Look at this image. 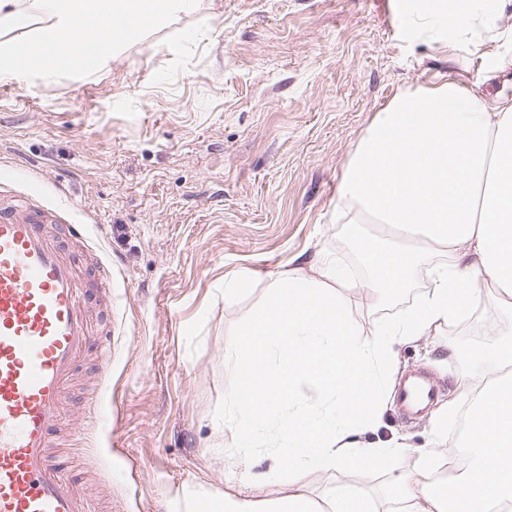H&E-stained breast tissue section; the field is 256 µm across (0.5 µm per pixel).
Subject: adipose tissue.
Masks as SVG:
<instances>
[{
  "label": "adipose tissue",
  "mask_w": 512,
  "mask_h": 512,
  "mask_svg": "<svg viewBox=\"0 0 512 512\" xmlns=\"http://www.w3.org/2000/svg\"><path fill=\"white\" fill-rule=\"evenodd\" d=\"M401 0L414 33L435 31L458 43L493 32L502 0ZM197 9V0H0V80L32 66L54 72L103 66L132 30L162 27ZM25 31L24 49L6 34ZM336 220L375 224L363 240L366 286L386 303L419 270L430 286L397 322L355 330L337 289L348 276L329 249L313 274L294 267L269 284L264 304L224 345L236 374L224 396L233 452L271 449L289 492L271 512H316L303 493L310 467L361 472L403 453L401 445L363 442L393 385L396 348L438 333L468 315L482 291L512 309V99L487 105L445 82L403 91L378 112L358 141L337 190ZM483 371L459 381L473 397V424L462 451L465 474L445 493L433 482L436 434L420 449L416 473L398 474L387 503L396 512H493L512 502V339L478 351Z\"/></svg>",
  "instance_id": "adipose-tissue-1"
}]
</instances>
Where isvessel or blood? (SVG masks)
<instances>
[{
  "instance_id": "obj_1",
  "label": "vessel or blood",
  "mask_w": 512,
  "mask_h": 512,
  "mask_svg": "<svg viewBox=\"0 0 512 512\" xmlns=\"http://www.w3.org/2000/svg\"><path fill=\"white\" fill-rule=\"evenodd\" d=\"M90 336L75 265L43 224L0 214V512H86L49 450ZM435 394L410 376L400 408L415 416Z\"/></svg>"
}]
</instances>
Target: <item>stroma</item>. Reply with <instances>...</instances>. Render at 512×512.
<instances>
[{
    "mask_svg": "<svg viewBox=\"0 0 512 512\" xmlns=\"http://www.w3.org/2000/svg\"><path fill=\"white\" fill-rule=\"evenodd\" d=\"M399 0H198L196 12L145 28L105 67L52 80L0 81V212H39L84 224V248L112 265L111 297L81 268L94 331L111 339L67 386L85 434L60 463L97 512H186L190 502L288 493L273 459L233 456L224 393L233 372L224 344L262 304L274 273L335 252L355 285L341 289L360 329L396 320L410 303H378L337 223V188L377 112L408 88L453 80L486 103L512 97V0L463 44L417 38ZM65 251L81 249L66 240ZM250 285L224 298V279ZM512 326L487 295L434 336L401 345L400 374L430 371L432 408L403 420L388 402L373 440L407 451L369 472L320 468L309 498L353 487L382 498L393 476L416 471L437 431L459 457L467 404L458 380L475 370L461 344L486 349Z\"/></svg>",
    "mask_w": 512,
    "mask_h": 512,
    "instance_id": "stroma-1",
    "label": "stroma"
}]
</instances>
